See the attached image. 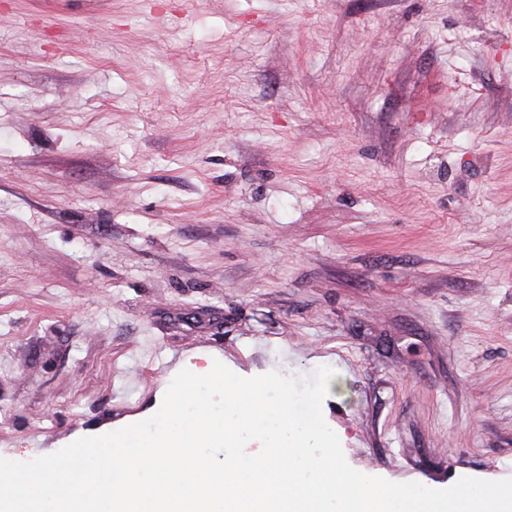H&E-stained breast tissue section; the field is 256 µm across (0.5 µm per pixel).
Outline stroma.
<instances>
[{
    "label": "stroma",
    "mask_w": 512,
    "mask_h": 512,
    "mask_svg": "<svg viewBox=\"0 0 512 512\" xmlns=\"http://www.w3.org/2000/svg\"><path fill=\"white\" fill-rule=\"evenodd\" d=\"M202 348L333 368L364 474L512 478V0H0V458Z\"/></svg>",
    "instance_id": "obj_1"
}]
</instances>
